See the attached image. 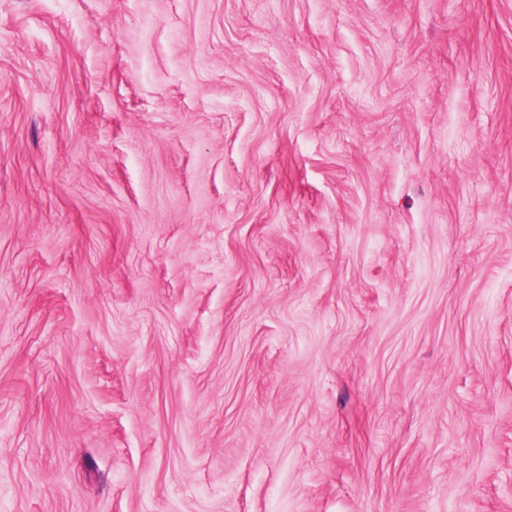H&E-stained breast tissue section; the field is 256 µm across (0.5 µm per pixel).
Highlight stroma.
Here are the masks:
<instances>
[{"instance_id":"stroma-1","label":"stroma","mask_w":512,"mask_h":512,"mask_svg":"<svg viewBox=\"0 0 512 512\" xmlns=\"http://www.w3.org/2000/svg\"><path fill=\"white\" fill-rule=\"evenodd\" d=\"M0 512H512V0H0Z\"/></svg>"}]
</instances>
